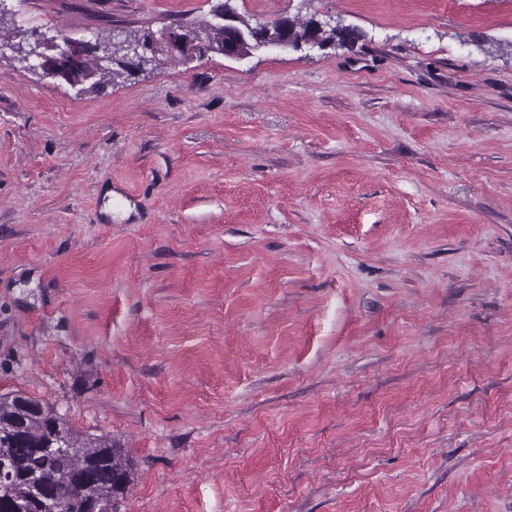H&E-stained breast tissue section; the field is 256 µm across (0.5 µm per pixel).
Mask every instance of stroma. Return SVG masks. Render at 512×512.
<instances>
[{
    "label": "stroma",
    "mask_w": 512,
    "mask_h": 512,
    "mask_svg": "<svg viewBox=\"0 0 512 512\" xmlns=\"http://www.w3.org/2000/svg\"><path fill=\"white\" fill-rule=\"evenodd\" d=\"M232 4L356 38L85 93L0 53V394L123 449L108 512H512V0Z\"/></svg>",
    "instance_id": "stroma-1"
}]
</instances>
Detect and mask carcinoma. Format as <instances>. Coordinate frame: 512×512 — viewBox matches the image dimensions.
<instances>
[{"mask_svg": "<svg viewBox=\"0 0 512 512\" xmlns=\"http://www.w3.org/2000/svg\"><path fill=\"white\" fill-rule=\"evenodd\" d=\"M237 41L228 42L224 26L211 21L172 24L129 38L153 37L158 42L160 59L171 57L166 38L183 30L192 36L195 54L183 56L188 64L210 54L230 59H243L258 49L253 27L237 18ZM316 35L312 22L290 21L288 27L272 22L264 27L263 39L276 47L294 49ZM113 52L112 67L99 65L95 58L73 66L69 73L73 85L99 87L129 76ZM36 472L42 482L62 493L61 512H91L90 499L101 503L125 495L133 481L134 464L122 449L112 444L107 436H87L73 429L65 415L41 400L23 393L0 394V512H40L38 502L28 479ZM87 482L84 490L66 483V480Z\"/></svg>", "mask_w": 512, "mask_h": 512, "instance_id": "1", "label": "carcinoma"}]
</instances>
